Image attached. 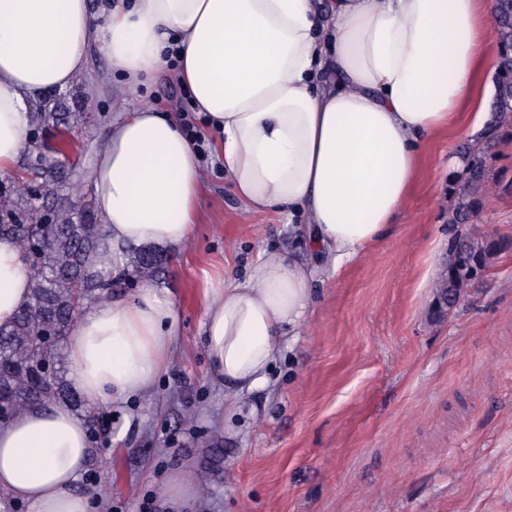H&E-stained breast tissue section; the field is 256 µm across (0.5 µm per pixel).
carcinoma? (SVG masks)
Listing matches in <instances>:
<instances>
[{"mask_svg": "<svg viewBox=\"0 0 512 512\" xmlns=\"http://www.w3.org/2000/svg\"><path fill=\"white\" fill-rule=\"evenodd\" d=\"M493 22L499 47L495 125L512 122V0H494ZM74 112H29L28 162L17 182L32 177L42 191L53 190L59 175L47 164L51 155L67 156L65 136L77 123ZM487 190L483 161L469 151L466 184L455 206V223L470 217ZM39 206L21 188L0 189V237L13 239L26 251L40 238L36 258L25 262L31 283L28 303L14 319L0 325V414L11 419L38 402L58 400L91 415L88 400L64 378L70 335L89 307L112 297V276L132 273L150 283L163 265L161 252L143 248L134 256L115 247L95 222L91 207L74 213L53 211L51 223H39ZM506 242L477 240L459 232L449 241L448 272L436 285L438 299L453 309L466 289L479 280Z\"/></svg>", "mask_w": 512, "mask_h": 512, "instance_id": "carcinoma-1", "label": "carcinoma"}]
</instances>
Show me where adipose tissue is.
<instances>
[{"instance_id":"adipose-tissue-1","label":"adipose tissue","mask_w":512,"mask_h":512,"mask_svg":"<svg viewBox=\"0 0 512 512\" xmlns=\"http://www.w3.org/2000/svg\"><path fill=\"white\" fill-rule=\"evenodd\" d=\"M492 0H0V176L28 139L31 100L67 88L97 46L129 87L175 76L208 127L240 203L304 212L297 225L331 275L383 237L416 184L424 142L473 129ZM329 71L333 80L322 79ZM201 158L179 120L141 106L113 123L91 181L113 243H187L199 215ZM314 272L266 252L244 282L204 296V346L231 394L264 386L312 306ZM13 240L0 239V324L29 300ZM181 331L146 283L77 323L75 390L130 399L164 368ZM85 417L48 402L0 424V491L31 512H90Z\"/></svg>"}]
</instances>
